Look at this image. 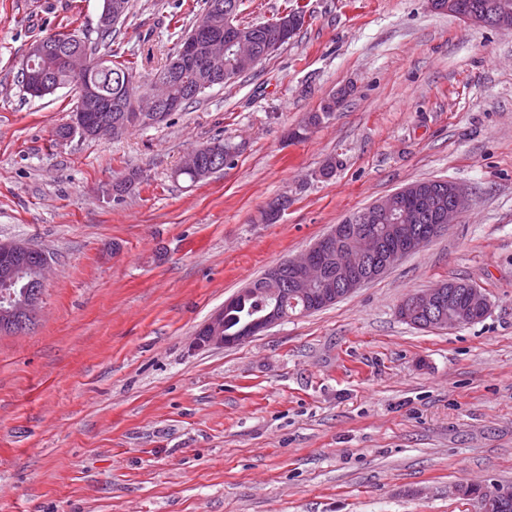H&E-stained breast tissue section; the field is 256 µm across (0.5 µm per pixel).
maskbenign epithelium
Wrapping results in <instances>:
<instances>
[{
  "label": "benign epithelium",
  "mask_w": 512,
  "mask_h": 512,
  "mask_svg": "<svg viewBox=\"0 0 512 512\" xmlns=\"http://www.w3.org/2000/svg\"><path fill=\"white\" fill-rule=\"evenodd\" d=\"M432 7L459 17L467 24L498 28H511L508 17L512 16V3L497 0L491 10H470L464 8L461 0H431ZM212 9L224 13V34L214 32L202 25L201 35L182 43L179 50L182 64L195 66L202 58L210 63L233 55L235 68L224 69V78H229L239 68L250 69L259 63L262 55L274 52L288 38L292 37L304 21L299 14L281 15L273 21L274 36L258 51L253 40L234 24V8L215 0ZM63 62L83 68L89 63V54L81 44L73 46L63 57ZM171 73L166 72L155 80V86L163 89L148 93L132 102L130 111L122 117L102 112L92 96V90L85 89V109L66 124L58 138L68 139L78 131L85 135L93 132L98 140L119 135L128 127L139 122H160L179 109L180 101L170 96ZM472 202V195L459 184L448 182V206H433L431 224L420 230H412L401 223L387 226L381 234L376 223L393 215L399 207L398 196L385 197L368 210L356 216L349 228L336 225L330 233L320 238L299 258L290 259L294 280L288 293L302 302V313L314 311L350 294L358 288L380 277L405 256L418 251L437 235L448 229L466 211ZM51 266V259L43 249L24 240H0V281H16L30 275L21 290V296L12 291L0 295V333L20 332L31 326L37 316L45 276ZM336 269L340 288L325 293L319 289L326 267ZM445 291L431 288L423 293L413 294L400 304L401 315L407 319L420 316L428 323H440L449 328H461L484 318L489 312V302L479 288L467 293L465 306L446 309ZM286 320L277 307L245 324L237 336L224 335V311H217L197 332L194 348L222 347L239 344ZM478 512H512V485L485 484L482 493L476 497Z\"/></svg>",
  "instance_id": "1"
}]
</instances>
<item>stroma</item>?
Segmentation results:
<instances>
[{"instance_id": "1", "label": "stroma", "mask_w": 512, "mask_h": 512, "mask_svg": "<svg viewBox=\"0 0 512 512\" xmlns=\"http://www.w3.org/2000/svg\"><path fill=\"white\" fill-rule=\"evenodd\" d=\"M203 3L131 0L113 50L164 58ZM101 5L0 0V239L53 265L36 325L0 334V512H476L458 487L512 483V29L428 0H241L243 23L306 20L162 123L61 142L75 90L34 98L19 72L50 33L97 38ZM216 137L231 163L174 178ZM426 180L474 193L447 232L334 305L190 350L241 288ZM448 279L486 293L483 320L398 317Z\"/></svg>"}]
</instances>
